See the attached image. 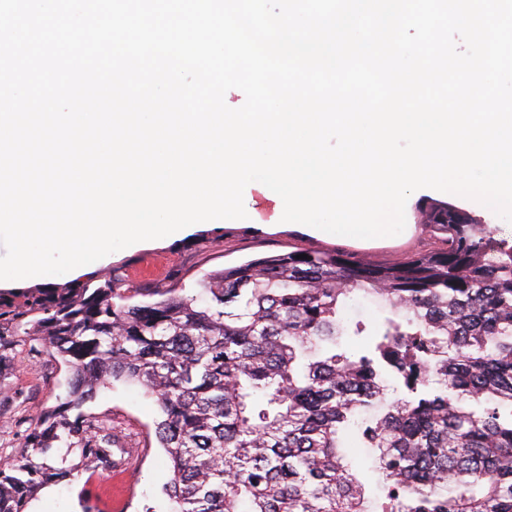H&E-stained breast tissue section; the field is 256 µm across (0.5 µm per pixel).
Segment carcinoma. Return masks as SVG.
Masks as SVG:
<instances>
[{
	"mask_svg": "<svg viewBox=\"0 0 512 512\" xmlns=\"http://www.w3.org/2000/svg\"><path fill=\"white\" fill-rule=\"evenodd\" d=\"M427 212L441 221L422 229L445 247L399 264L295 250L152 302L100 272L29 289L20 305L0 299V327L26 321L71 371L65 398L0 466V512L112 466L118 431L81 407L121 378L163 416L170 512H512V411L499 412L512 407V240L448 204ZM355 290L404 315L361 349L323 350L346 330ZM389 379L403 394L388 397ZM350 426L379 450L386 494L372 509L339 451Z\"/></svg>",
	"mask_w": 512,
	"mask_h": 512,
	"instance_id": "1",
	"label": "carcinoma"
}]
</instances>
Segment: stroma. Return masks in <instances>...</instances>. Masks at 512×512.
I'll list each match as a JSON object with an SVG mask.
<instances>
[{
    "label": "stroma",
    "mask_w": 512,
    "mask_h": 512,
    "mask_svg": "<svg viewBox=\"0 0 512 512\" xmlns=\"http://www.w3.org/2000/svg\"><path fill=\"white\" fill-rule=\"evenodd\" d=\"M433 246L432 238L419 230L411 234L362 246L347 240L317 238L285 226L257 228L218 219L188 226L172 239L154 240L105 256L102 271L129 280L130 271L141 262L158 258V276L152 288H186L204 273L239 265L241 262L295 249H338L377 264H397ZM69 369L60 357L40 341L27 336L23 327L8 325L0 336V462L11 457L40 410L56 405L64 395ZM89 419L118 425L124 444L139 449L128 465L122 482L131 494L122 512H169L165 486L171 478L166 453L160 448L155 429L161 412L153 399L136 386L115 380L82 408ZM343 444L352 470L370 500L382 498L383 477L373 467L358 429H350ZM108 470L79 471L74 477L51 482L39 489L27 512H115L107 486Z\"/></svg>",
    "instance_id": "obj_1"
}]
</instances>
